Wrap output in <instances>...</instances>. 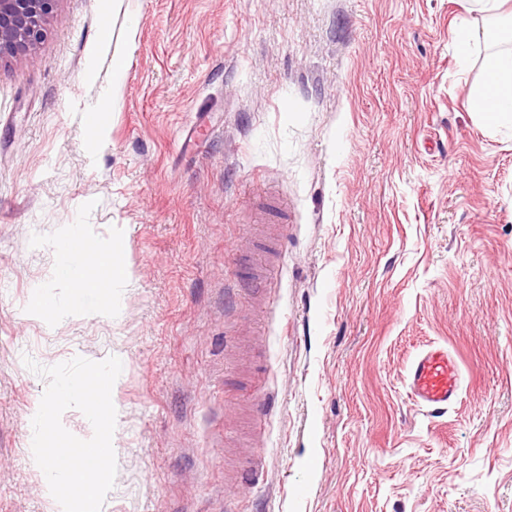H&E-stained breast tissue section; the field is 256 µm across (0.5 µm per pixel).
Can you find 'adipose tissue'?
Returning a JSON list of instances; mask_svg holds the SVG:
<instances>
[{
  "instance_id": "1",
  "label": "adipose tissue",
  "mask_w": 512,
  "mask_h": 512,
  "mask_svg": "<svg viewBox=\"0 0 512 512\" xmlns=\"http://www.w3.org/2000/svg\"><path fill=\"white\" fill-rule=\"evenodd\" d=\"M504 0H470L473 12L494 18V25L484 27L482 36L491 52L485 60L486 79L472 100L474 112L491 125L512 126V13L501 15ZM64 247L58 256L62 264L82 271L77 291L64 306L65 313L77 314L84 310L85 294L96 292L93 272L103 273L109 285L126 282L129 272L115 259L119 243L109 248L92 247L84 225H66L59 237Z\"/></svg>"
}]
</instances>
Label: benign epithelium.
<instances>
[{"mask_svg": "<svg viewBox=\"0 0 512 512\" xmlns=\"http://www.w3.org/2000/svg\"><path fill=\"white\" fill-rule=\"evenodd\" d=\"M60 0H0V62L34 59Z\"/></svg>", "mask_w": 512, "mask_h": 512, "instance_id": "1", "label": "benign epithelium"}]
</instances>
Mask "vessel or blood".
<instances>
[{"label": "vessel or blood", "mask_w": 512, "mask_h": 512, "mask_svg": "<svg viewBox=\"0 0 512 512\" xmlns=\"http://www.w3.org/2000/svg\"><path fill=\"white\" fill-rule=\"evenodd\" d=\"M405 384L419 406L444 410L459 396L462 370L448 347L430 345L409 362Z\"/></svg>", "instance_id": "vessel-or-blood-1"}]
</instances>
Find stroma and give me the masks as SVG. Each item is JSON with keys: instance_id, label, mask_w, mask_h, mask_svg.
Instances as JSON below:
<instances>
[{"instance_id": "obj_1", "label": "stroma", "mask_w": 512, "mask_h": 512, "mask_svg": "<svg viewBox=\"0 0 512 512\" xmlns=\"http://www.w3.org/2000/svg\"><path fill=\"white\" fill-rule=\"evenodd\" d=\"M138 10L137 28L128 13ZM469 0H61L0 65V512H53L28 420L119 357L108 512H512V130ZM128 69L98 126L83 115ZM121 239L83 314L55 240ZM463 371L430 413L423 346ZM462 370L448 347L429 345L409 362L405 384L410 397L432 412L445 410L459 396Z\"/></svg>"}]
</instances>
